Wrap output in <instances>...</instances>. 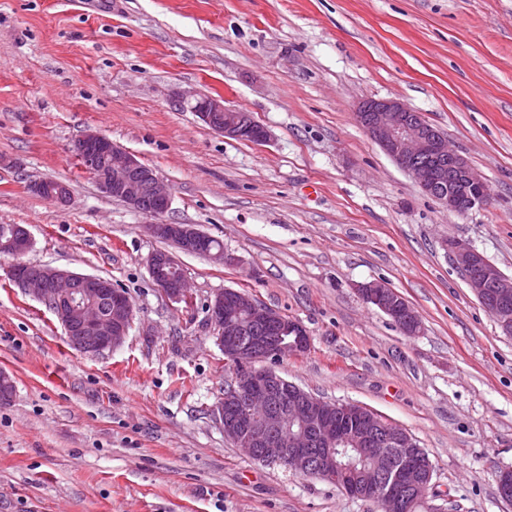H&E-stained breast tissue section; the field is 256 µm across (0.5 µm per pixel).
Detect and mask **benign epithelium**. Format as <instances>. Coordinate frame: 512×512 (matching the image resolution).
<instances>
[{"label": "benign epithelium", "instance_id": "obj_1", "mask_svg": "<svg viewBox=\"0 0 512 512\" xmlns=\"http://www.w3.org/2000/svg\"><path fill=\"white\" fill-rule=\"evenodd\" d=\"M177 98L226 137L254 143L270 139L250 113L229 108L221 99L197 93H179ZM356 117L369 137L429 195L434 192L435 174L419 162H448L452 186L437 197L448 211L463 215L489 200L484 178L450 147L441 131L401 101H362L356 107ZM76 151L91 165V174L103 193L150 217L169 210L171 193L161 179L108 137L88 132L76 144ZM30 190L36 195L47 191L49 199L60 204L70 200L69 187L59 181H37ZM148 229L185 253H196L204 244L202 233L188 224L154 223ZM0 236L5 238L0 249L15 256L27 252L32 244L29 232L20 225L11 234ZM444 247L479 302L504 332L512 333V277L462 239L449 238ZM148 270L164 295L174 301L187 300L186 275L170 253L153 252ZM10 276L59 318L70 345L84 354L96 356L111 350L128 332L133 304L124 290L102 277L21 263L11 268ZM357 292L404 334L420 332L415 309L384 283H362ZM209 311L217 345L237 369L233 386L214 409L227 440L249 457L281 463L296 475L324 472L344 490L378 502L382 512H408L410 505L428 501L434 469L408 432L363 406L327 402L275 370L257 366L285 353L300 355L309 349V335L299 322L235 289L215 295ZM338 447L359 449L371 464L357 477H350L335 458Z\"/></svg>", "mask_w": 512, "mask_h": 512}]
</instances>
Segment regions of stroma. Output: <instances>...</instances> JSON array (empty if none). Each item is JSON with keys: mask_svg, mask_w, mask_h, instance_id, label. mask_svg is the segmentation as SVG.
<instances>
[{"mask_svg": "<svg viewBox=\"0 0 512 512\" xmlns=\"http://www.w3.org/2000/svg\"><path fill=\"white\" fill-rule=\"evenodd\" d=\"M180 91L250 112L268 143L211 130ZM367 99L444 133L488 203L458 215L425 194L359 125ZM90 131L169 185L162 222L230 262L175 250L102 193L74 149ZM48 179L68 203L29 190ZM0 224L28 230L23 262L111 279L133 304L118 347L82 354L0 254V512H378L225 440L212 409L235 373L208 303L227 288L306 329L272 369L415 439L448 512H512V335L441 246L467 240L512 277V0H0ZM158 250L188 300L153 285ZM374 280L419 334L363 301ZM363 300L386 314L404 334L413 336L421 330L420 318L409 302L398 292L378 281L358 285Z\"/></svg>", "mask_w": 512, "mask_h": 512, "instance_id": "stroma-1", "label": "stroma"}]
</instances>
